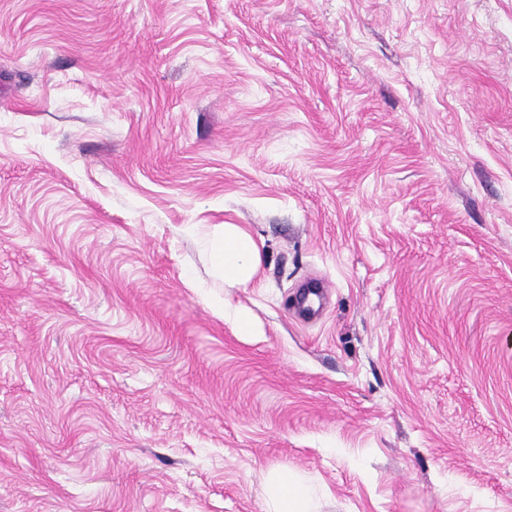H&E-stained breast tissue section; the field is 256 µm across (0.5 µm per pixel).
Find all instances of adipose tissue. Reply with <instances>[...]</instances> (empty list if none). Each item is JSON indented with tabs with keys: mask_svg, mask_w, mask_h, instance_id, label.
<instances>
[{
	"mask_svg": "<svg viewBox=\"0 0 512 512\" xmlns=\"http://www.w3.org/2000/svg\"><path fill=\"white\" fill-rule=\"evenodd\" d=\"M195 235L208 254L212 275L225 287H240L253 279L261 261L260 248L242 226L212 224ZM269 492L272 512H318L311 491L290 474H278Z\"/></svg>",
	"mask_w": 512,
	"mask_h": 512,
	"instance_id": "ef3b65f1",
	"label": "adipose tissue"
}]
</instances>
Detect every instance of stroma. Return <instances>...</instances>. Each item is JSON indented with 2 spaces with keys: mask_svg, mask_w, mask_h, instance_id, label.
<instances>
[{
  "mask_svg": "<svg viewBox=\"0 0 512 512\" xmlns=\"http://www.w3.org/2000/svg\"><path fill=\"white\" fill-rule=\"evenodd\" d=\"M279 470L512 512V0H0V512H270ZM195 232L201 247L207 252L211 274L236 288L248 284L260 265V248L253 237L238 224H211L198 229V224H187Z\"/></svg>",
  "mask_w": 512,
  "mask_h": 512,
  "instance_id": "1",
  "label": "stroma"
}]
</instances>
